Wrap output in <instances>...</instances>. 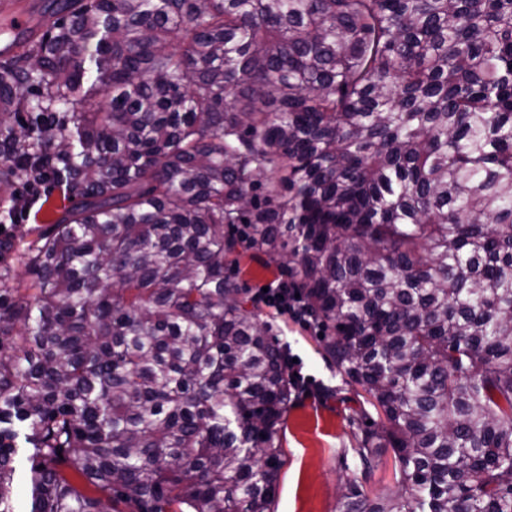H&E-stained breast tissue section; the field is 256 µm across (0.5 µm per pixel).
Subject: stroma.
<instances>
[{
  "label": "stroma",
  "mask_w": 512,
  "mask_h": 512,
  "mask_svg": "<svg viewBox=\"0 0 512 512\" xmlns=\"http://www.w3.org/2000/svg\"><path fill=\"white\" fill-rule=\"evenodd\" d=\"M282 340L299 357L303 375L322 384L339 387L336 398H308L291 408L281 424L285 451L276 491L274 512H336L339 490L349 478L364 477L372 494L396 491L395 459L385 452L369 475H362L357 460L348 455L354 437L347 416L365 406L364 397L343 385L339 375L323 357L317 329L304 328L288 316L276 319Z\"/></svg>",
  "instance_id": "1"
}]
</instances>
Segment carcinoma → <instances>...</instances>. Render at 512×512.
Wrapping results in <instances>:
<instances>
[{
	"mask_svg": "<svg viewBox=\"0 0 512 512\" xmlns=\"http://www.w3.org/2000/svg\"><path fill=\"white\" fill-rule=\"evenodd\" d=\"M0 54V512H274L296 275L360 387L338 512H512V0H53ZM249 254L250 252L239 258V278L243 288L247 289L248 296L253 299L256 292L262 288L260 297L266 304L269 303L276 306L278 310L288 313L291 317L297 319L300 302L294 296L292 289L283 281L277 284L275 282V286L271 283L280 278L276 265L268 263L265 256L253 260ZM269 283L271 284L266 286L268 291L263 292V287Z\"/></svg>",
	"mask_w": 512,
	"mask_h": 512,
	"instance_id": "carcinoma-1",
	"label": "carcinoma"
}]
</instances>
